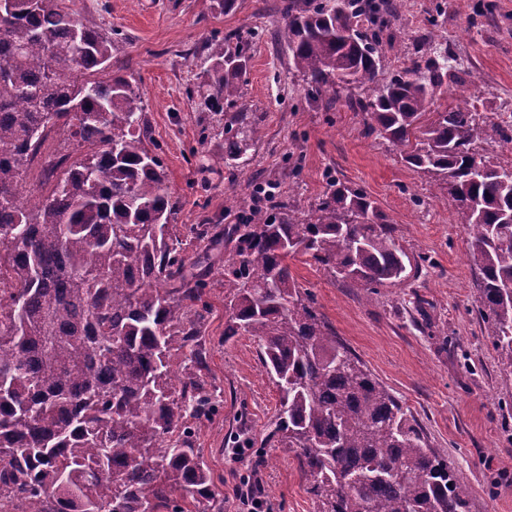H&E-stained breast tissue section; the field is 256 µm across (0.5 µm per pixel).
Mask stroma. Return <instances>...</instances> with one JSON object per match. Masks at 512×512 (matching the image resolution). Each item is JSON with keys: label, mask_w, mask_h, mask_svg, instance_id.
I'll list each match as a JSON object with an SVG mask.
<instances>
[{"label": "stroma", "mask_w": 512, "mask_h": 512, "mask_svg": "<svg viewBox=\"0 0 512 512\" xmlns=\"http://www.w3.org/2000/svg\"><path fill=\"white\" fill-rule=\"evenodd\" d=\"M278 6L235 0L219 12L210 0H76L74 9L120 34L112 62L136 80L178 223L225 230L244 210L281 201L307 212L333 179L377 202L410 258L401 284L355 288L302 256L289 259L290 271L338 338L447 457L469 488L468 512H512V375L501 370L479 314L469 234L446 189L368 133L362 113L307 97L277 37ZM229 33L251 44L247 73L241 97L214 114L200 108L196 87L210 64L211 38ZM439 48L459 80L436 91L431 111L466 91L481 118L511 127L512 0H399L381 35L385 74ZM237 112L248 113L260 138L230 170L221 160L224 125ZM209 301L208 376L223 389L224 408L201 423L197 445L224 479L223 512H246L239 489L249 475L259 479L270 512H318L294 452L269 449L259 465L235 452L234 442L262 437L280 394L257 338L225 337L223 283L212 285Z\"/></svg>", "instance_id": "stroma-1"}]
</instances>
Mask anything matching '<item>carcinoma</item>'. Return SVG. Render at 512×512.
I'll list each match as a JSON object with an SVG mask.
<instances>
[{"instance_id":"carcinoma-1","label":"carcinoma","mask_w":512,"mask_h":512,"mask_svg":"<svg viewBox=\"0 0 512 512\" xmlns=\"http://www.w3.org/2000/svg\"><path fill=\"white\" fill-rule=\"evenodd\" d=\"M70 2L12 0L0 13V506L214 512L224 492L196 447L198 424L224 402L203 336L212 268L186 254L211 227L174 223L141 97L112 74V36ZM394 4L281 0L279 39L308 96L363 113L409 167L445 184L512 374V165L476 149L512 134L465 101L422 121L455 74L437 55L384 77L378 46ZM210 49L197 95L220 113L243 85L249 42L229 34ZM224 129L234 169L259 131L245 112ZM57 132L66 153L37 168ZM227 235L224 336L257 337L280 392L255 459L293 450L321 512H466L448 459L290 272L303 255L363 288L405 280L407 254L375 202L334 182L307 214L255 209Z\"/></svg>"}]
</instances>
